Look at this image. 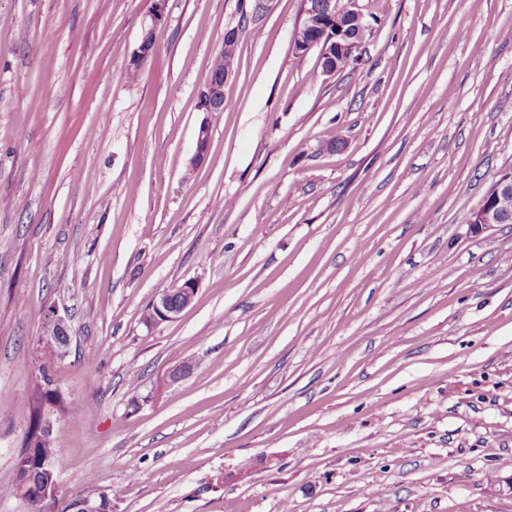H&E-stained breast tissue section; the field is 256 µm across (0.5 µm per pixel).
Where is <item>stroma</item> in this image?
<instances>
[{
    "mask_svg": "<svg viewBox=\"0 0 512 512\" xmlns=\"http://www.w3.org/2000/svg\"><path fill=\"white\" fill-rule=\"evenodd\" d=\"M151 5L0 0V512H30L51 306L58 502L90 477L112 512H512V224H468L512 169V0H359L332 76L294 50L304 0H168L128 80ZM217 83L203 87L199 95V110L202 112H220L224 109V97L222 98ZM189 285L194 287L195 291H192L188 287ZM189 285L174 286L158 294L151 302V309L154 308L156 314H154V319L148 323V326L151 327L160 322L177 318L184 309H182V306L190 305L195 297V285L191 282H189ZM47 320L57 328V335L44 337L42 344L45 357L52 360L66 353L70 344L71 333L66 318L59 314L56 307H51L48 310Z\"/></svg>",
    "mask_w": 512,
    "mask_h": 512,
    "instance_id": "1",
    "label": "stroma"
}]
</instances>
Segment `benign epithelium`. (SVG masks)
I'll return each mask as SVG.
<instances>
[{
  "label": "benign epithelium",
  "instance_id": "1",
  "mask_svg": "<svg viewBox=\"0 0 512 512\" xmlns=\"http://www.w3.org/2000/svg\"><path fill=\"white\" fill-rule=\"evenodd\" d=\"M166 0H154V6L145 21L143 34L132 60L138 61L145 55L148 37L163 17ZM365 24L364 15L359 9L358 0H321L320 6L304 8L303 18L298 25L293 38L296 51L300 54L317 47L321 59L325 60L323 74L333 75L338 68L339 59L353 55L360 46L357 27ZM199 110L202 112L224 111V98L218 84H209L200 92ZM209 126H200L197 135V145L191 165L196 166L208 157ZM512 214L503 212L485 198L482 204L471 214L470 226L477 232L494 224H509ZM195 297V292L186 285L174 286L158 294L151 302L155 309L154 319L148 323L153 326L160 322L171 321L182 312V306L189 304ZM47 320L57 328V335L43 338L42 348L45 357L56 359L66 353L70 344V327L65 317L59 314L56 307H51ZM17 483L22 487H35L43 500L56 497L58 471L55 461L45 457L37 468H31L24 462H19L15 472ZM66 512H112V491L99 489L96 496L77 498L65 504Z\"/></svg>",
  "mask_w": 512,
  "mask_h": 512
}]
</instances>
